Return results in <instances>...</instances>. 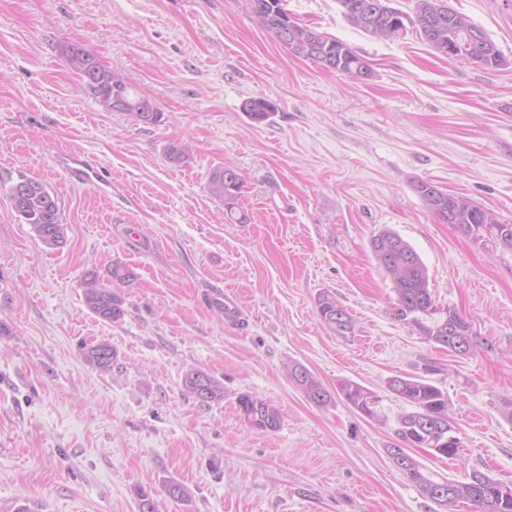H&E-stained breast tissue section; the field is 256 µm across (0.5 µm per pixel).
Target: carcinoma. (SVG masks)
I'll return each mask as SVG.
<instances>
[{"instance_id":"1","label":"carcinoma","mask_w":512,"mask_h":512,"mask_svg":"<svg viewBox=\"0 0 512 512\" xmlns=\"http://www.w3.org/2000/svg\"><path fill=\"white\" fill-rule=\"evenodd\" d=\"M251 11L272 40L281 44L296 57L310 60L323 69L363 79L370 74L366 61L345 43L324 35L295 21L283 7V0H260L263 9ZM343 14L355 26L380 39H396L412 28L421 40L433 50L455 61H464L487 69H498L506 61L495 42L471 20L448 5V0H414L413 15L392 6L393 0H338ZM61 53L68 68L82 81V87L106 108L112 100L127 101V115L137 124L158 126L164 122V112L144 111L149 98L138 93L122 76L106 69L96 55L77 44L62 46ZM247 117L255 123L266 121L275 105L265 99L248 100L243 105ZM245 186L239 170L226 165L213 170L208 180L211 195L224 202L226 215L243 224L245 214H236L238 197ZM425 208L441 223L452 225L475 243L501 246L512 250V224H502L487 209L470 205V200L458 194H449L434 183L421 180L416 184ZM0 192L10 198L17 217L31 227L38 239L49 247H58L66 239L58 197L42 181L23 173L17 177L0 176ZM374 255L393 284L396 306L393 316L430 342L448 348L458 355L472 349L470 324L456 311L435 304L429 290L428 270L414 248L397 233L383 230L372 240ZM112 287L99 283L98 275L90 272L84 279V304L98 318L116 323L124 316V300L120 286L129 285L135 273L120 264L110 271ZM320 319L337 334L354 333L352 316L336 297L328 291L315 299ZM87 363L101 371L112 368L116 351L106 341L84 348ZM290 379L305 397L318 406L333 401L332 394L304 365L290 368ZM397 396L411 411L403 413L394 430L395 440L405 448H429L443 457L456 455L460 439L454 434L444 435L442 427L452 428L448 413V397L442 390L422 376H400ZM186 389L203 405L224 398V385L202 369H192L184 377ZM338 396L354 410L373 418L377 416L376 395L368 388L350 381L337 384ZM238 408L244 421L260 431H274L280 424V412L271 403L249 395L238 398ZM404 476L417 488L428 493L424 497L439 506L441 512H455L461 501L470 503L472 512H512V496L501 493L502 483L479 470L472 471L466 480H450L426 465L404 470Z\"/></svg>"}]
</instances>
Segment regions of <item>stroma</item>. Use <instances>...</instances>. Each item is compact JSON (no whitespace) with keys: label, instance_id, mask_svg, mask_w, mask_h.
I'll return each instance as SVG.
<instances>
[{"label":"stroma","instance_id":"stroma-1","mask_svg":"<svg viewBox=\"0 0 512 512\" xmlns=\"http://www.w3.org/2000/svg\"><path fill=\"white\" fill-rule=\"evenodd\" d=\"M506 64L452 61L415 33L380 40L338 0H284L298 22L369 65L353 80L273 42L248 0H0V175L25 173L58 196L66 243L50 248L0 193V505L16 512H433L385 448L407 405L394 376L422 374L448 397L454 458L417 450L454 480L478 469L512 485V251L439 223L415 190L428 180L512 224V0H450ZM76 43L153 100L167 121L133 122L87 94L60 52ZM272 101L269 119L243 112ZM183 143L181 162L168 148ZM82 160L98 172L78 180ZM246 179L248 223L211 196V171ZM396 232L429 271L436 304L472 329L461 356L395 320L372 239ZM131 267L124 316L84 305L83 277ZM235 293L231 324L203 299ZM335 294L356 329L319 319ZM107 341L110 371L84 346ZM300 363L328 390L349 379L379 398L370 419L343 399L323 408L288 377ZM224 385L200 404L184 376ZM276 406L274 431L237 399ZM188 496L170 498L166 483ZM238 408L244 421L252 428L260 431H274L280 424V412L271 403L243 394L238 398Z\"/></svg>","mask_w":512,"mask_h":512}]
</instances>
